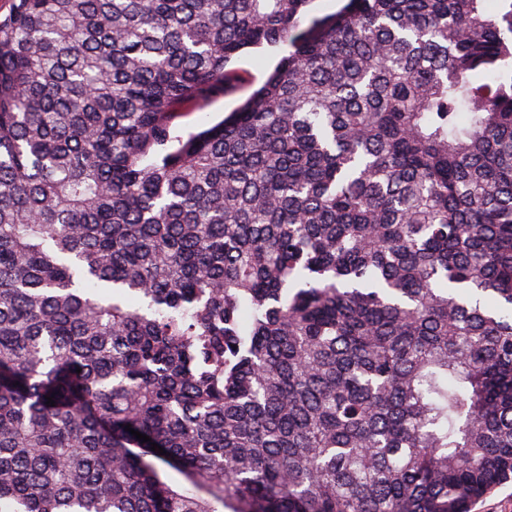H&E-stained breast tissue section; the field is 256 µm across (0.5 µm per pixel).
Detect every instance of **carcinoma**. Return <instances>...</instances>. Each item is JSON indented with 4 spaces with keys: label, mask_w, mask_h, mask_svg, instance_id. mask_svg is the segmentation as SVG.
Returning <instances> with one entry per match:
<instances>
[{
    "label": "carcinoma",
    "mask_w": 512,
    "mask_h": 512,
    "mask_svg": "<svg viewBox=\"0 0 512 512\" xmlns=\"http://www.w3.org/2000/svg\"><path fill=\"white\" fill-rule=\"evenodd\" d=\"M309 2L0 20V512H472L512 481V0ZM288 46L252 49L241 55L230 68L235 71L232 87L199 108L185 111L176 123L182 132L200 131L220 121L259 88L279 60L288 55Z\"/></svg>",
    "instance_id": "carcinoma-1"
}]
</instances>
